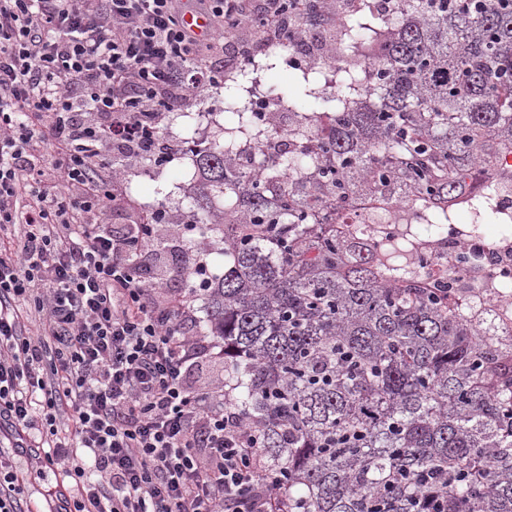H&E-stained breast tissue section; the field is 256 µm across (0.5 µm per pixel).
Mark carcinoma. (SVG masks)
Here are the masks:
<instances>
[{"label": "carcinoma", "instance_id": "cac0c4a2", "mask_svg": "<svg viewBox=\"0 0 512 512\" xmlns=\"http://www.w3.org/2000/svg\"><path fill=\"white\" fill-rule=\"evenodd\" d=\"M362 2L335 90L288 149L242 157L226 126L196 154L188 247L224 225L206 326L290 512H512V348L413 270L419 225L333 221L355 197L446 224L469 181L487 222L488 162L512 153V0ZM367 12L384 23L370 55Z\"/></svg>", "mask_w": 512, "mask_h": 512}]
</instances>
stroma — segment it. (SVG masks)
<instances>
[{
  "instance_id": "35a3bbf8",
  "label": "stroma",
  "mask_w": 512,
  "mask_h": 512,
  "mask_svg": "<svg viewBox=\"0 0 512 512\" xmlns=\"http://www.w3.org/2000/svg\"><path fill=\"white\" fill-rule=\"evenodd\" d=\"M260 34V29L253 26L229 35L224 41V56L232 64L225 68L223 80L200 86L194 95L178 100L173 109L163 113L160 135L177 147L170 161L160 164L140 155L123 153L120 142L112 141L110 155L119 160L121 170L116 173L108 167L100 172L101 178L113 185V201L102 219L106 233L115 237L127 235L136 217L160 203L176 220L189 222L188 203L194 191L195 166L192 154L187 151L188 141L193 138L205 139L210 144L221 141L224 124L230 123L235 113L248 111L252 97L273 98L284 112L322 111L325 95L322 76L303 77L289 66L284 52L259 45ZM248 41L255 42L254 52L240 57L239 47ZM193 236L189 229L179 232L172 225H158L140 262L157 285L158 301L185 297L194 316L190 333L203 338L208 335L202 302L189 296L184 282L175 275L178 268L192 264L193 256L171 250L173 242L182 243ZM210 339L213 344L210 353L198 359L186 373V381L195 392L209 390L224 380V341L217 336ZM27 487L31 508L43 512L53 502L55 492L70 490L71 481L62 472L33 467L29 470Z\"/></svg>"
}]
</instances>
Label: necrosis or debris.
I'll list each match as a JSON object with an SVG mask.
<instances>
[{"mask_svg":"<svg viewBox=\"0 0 512 512\" xmlns=\"http://www.w3.org/2000/svg\"><path fill=\"white\" fill-rule=\"evenodd\" d=\"M495 169L497 192L490 202L495 231L449 223L416 247L414 259L426 282L447 280L465 317L487 340L507 344L512 342V155L500 158Z\"/></svg>","mask_w":512,"mask_h":512,"instance_id":"1","label":"necrosis or debris"}]
</instances>
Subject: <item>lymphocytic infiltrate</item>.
Segmentation results:
<instances>
[{
  "mask_svg": "<svg viewBox=\"0 0 512 512\" xmlns=\"http://www.w3.org/2000/svg\"><path fill=\"white\" fill-rule=\"evenodd\" d=\"M188 5L207 36L184 29ZM307 13V0L257 14L249 0H0V420L72 479L63 512H281L258 428L224 390L186 386L189 311L129 271L156 216L104 233L112 189L97 170L115 139L166 158L159 119L222 78L230 30L256 19L279 36ZM83 101L106 122L81 120ZM25 485L0 452V512H30Z\"/></svg>",
  "mask_w": 512,
  "mask_h": 512,
  "instance_id": "lymphocytic-infiltrate-1",
  "label": "lymphocytic infiltrate"
}]
</instances>
